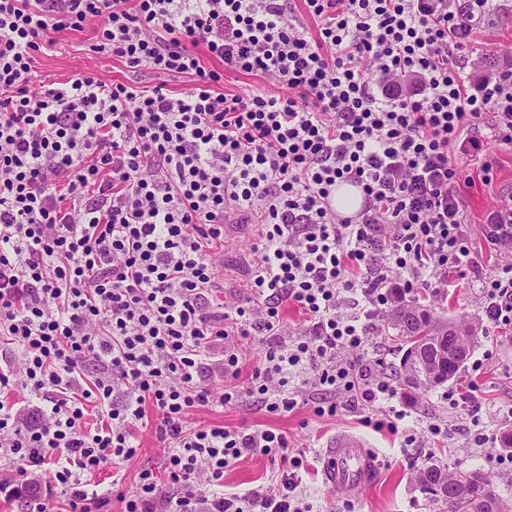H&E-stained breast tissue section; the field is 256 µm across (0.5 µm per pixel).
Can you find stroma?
Returning a JSON list of instances; mask_svg holds the SVG:
<instances>
[{
	"label": "stroma",
	"instance_id": "obj_1",
	"mask_svg": "<svg viewBox=\"0 0 512 512\" xmlns=\"http://www.w3.org/2000/svg\"><path fill=\"white\" fill-rule=\"evenodd\" d=\"M92 30L64 31L54 36L53 45L38 56L35 63L38 80L62 82L81 71H90L107 82H129L153 87L166 84L177 93L190 91L188 75H163L151 70L130 69L109 55L91 51ZM512 43V0H504L495 25L476 37L475 46L482 56L479 72L492 70L505 62L500 45ZM486 154L499 161L495 187L474 183L464 190V201L472 219L465 230L479 262L488 263L491 252L481 236L475 220L483 214L491 190L512 192V151L504 149L493 138L484 137ZM253 227L243 224L228 232L224 241V267L218 283L224 293L248 298V283L256 262L253 250ZM482 301L466 282H459L448 292L444 301L428 303L426 309L440 319H465L477 326V339L472 347L469 365L463 366L454 379L421 392L404 387L400 377L401 351L393 342L394 331L383 324L371 337V346L382 362L383 372L398 388L397 400L407 416L404 431L392 433L375 429L379 412L357 407L337 410L335 416L318 418L301 406L294 411L274 415L245 402L224 409L202 408L195 415L201 424H221L230 428L263 426L283 431L288 436L289 455L305 454L308 470L302 475L297 490L313 512H445L443 505L426 498L418 490L416 470L425 464H437L448 469H480L491 478L502 497L512 499V464H499L507 450L500 442L505 429H512V327L488 329L482 327ZM483 364L481 372L471 368L473 361ZM477 379L482 409L472 414L450 405L444 393L456 390L470 379ZM442 425L441 434L430 431L431 424ZM343 434L361 438L374 448L381 465L367 486L343 493L328 487L322 477V453L333 439ZM140 448L124 468L122 489L133 494L138 475L152 470L158 479H165L161 450L152 429L138 432ZM276 468L262 455L242 458L224 474V491L245 494L269 484ZM18 486L35 485L31 497H19L12 489H0V512H34L38 503L49 495L50 474L39 471L29 477L17 478Z\"/></svg>",
	"mask_w": 512,
	"mask_h": 512
}]
</instances>
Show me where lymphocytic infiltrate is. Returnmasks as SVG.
<instances>
[{"mask_svg": "<svg viewBox=\"0 0 512 512\" xmlns=\"http://www.w3.org/2000/svg\"><path fill=\"white\" fill-rule=\"evenodd\" d=\"M303 2L316 33L291 0H0V339L18 351L0 392L38 402L23 426L0 399V456L20 475L48 468L68 512L112 493L123 512H310L285 433L201 425L195 411L350 405L395 431L406 413L369 340L391 308L467 279L488 327L512 325V194L484 211L491 270L464 230L463 164L488 185L497 174L474 135L484 116L512 148V68L469 71L495 0ZM87 28L92 52L192 74V89L82 72L32 92L49 33ZM228 71L263 85L226 90ZM345 182L364 199L347 221L329 204ZM238 220L260 257L245 301L215 291ZM287 304L306 323L295 339ZM243 336L275 343L247 386L214 393L211 356L237 377ZM149 406L169 493L150 470L135 494L89 491L88 474L136 455ZM256 453L278 463L274 483L224 495L225 470Z\"/></svg>", "mask_w": 512, "mask_h": 512, "instance_id": "lymphocytic-infiltrate-1", "label": "lymphocytic infiltrate"}]
</instances>
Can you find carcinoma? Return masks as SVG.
Segmentation results:
<instances>
[{
  "label": "carcinoma",
  "instance_id": "carcinoma-1",
  "mask_svg": "<svg viewBox=\"0 0 512 512\" xmlns=\"http://www.w3.org/2000/svg\"><path fill=\"white\" fill-rule=\"evenodd\" d=\"M391 327L406 346L402 375L404 383L415 390L426 391L455 377L460 365L450 364L442 355V347L456 344L470 352L476 336L474 325L456 321H441L429 313L402 305L391 313ZM490 477L478 469L450 470L435 464L417 470L416 483L420 491L452 512H512V503L492 492L486 508L476 505L483 482Z\"/></svg>",
  "mask_w": 512,
  "mask_h": 512
}]
</instances>
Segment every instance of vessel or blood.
<instances>
[{
  "mask_svg": "<svg viewBox=\"0 0 512 512\" xmlns=\"http://www.w3.org/2000/svg\"><path fill=\"white\" fill-rule=\"evenodd\" d=\"M378 459L357 437L343 435L324 451L323 479L331 488L344 492L367 485Z\"/></svg>",
  "mask_w": 512,
  "mask_h": 512,
  "instance_id": "vessel-or-blood-1",
  "label": "vessel or blood"
}]
</instances>
